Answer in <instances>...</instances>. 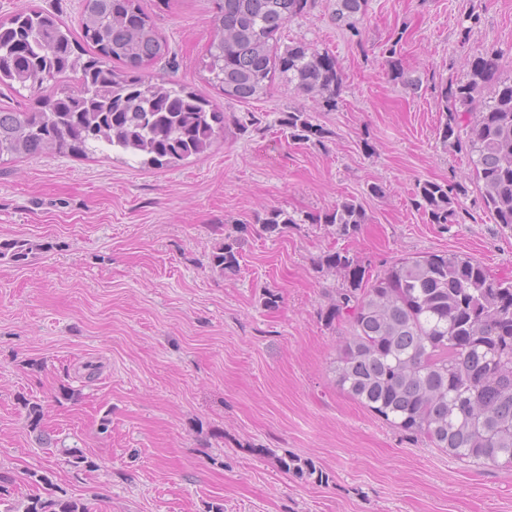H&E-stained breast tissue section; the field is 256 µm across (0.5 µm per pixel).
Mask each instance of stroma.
Returning a JSON list of instances; mask_svg holds the SVG:
<instances>
[{
	"label": "stroma",
	"instance_id": "35a3bbf8",
	"mask_svg": "<svg viewBox=\"0 0 512 512\" xmlns=\"http://www.w3.org/2000/svg\"><path fill=\"white\" fill-rule=\"evenodd\" d=\"M144 7L169 46L156 71L217 104L224 133L163 169L101 153L0 166V243L30 247L25 261L0 258V475L12 479L0 512H23L36 471L91 512H512L511 468L456 460L336 385L350 325L322 313L347 281L319 265L344 252L377 274L456 251L512 279V229L475 191L453 203L460 224L430 223L412 203L417 184L470 181L464 151L440 136L441 90L490 46L512 79V0H366L357 39L336 25V0H316L281 41L336 57L332 109L283 83L226 102L198 65L212 0ZM395 67L418 89L394 81ZM297 108L324 138L289 137L280 120ZM345 200L366 214L355 234L314 223ZM270 210L293 226L257 235ZM228 237L242 258L221 275L209 256ZM23 395L44 400L57 447L26 430ZM67 448L93 468L68 465ZM291 456L315 472H285Z\"/></svg>",
	"mask_w": 512,
	"mask_h": 512
}]
</instances>
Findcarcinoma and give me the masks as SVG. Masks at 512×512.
I'll list each match as a JSON object with an SVG mask.
<instances>
[{
  "label": "carcinoma",
  "mask_w": 512,
  "mask_h": 512,
  "mask_svg": "<svg viewBox=\"0 0 512 512\" xmlns=\"http://www.w3.org/2000/svg\"><path fill=\"white\" fill-rule=\"evenodd\" d=\"M315 0H214L212 35L201 59L207 80L224 98L249 103L276 81L301 97L336 105L344 77L335 58L298 41L278 40L289 20ZM366 0H337L336 25L360 35ZM80 37L55 14L22 7L0 20V83L30 92L32 107H0V162L62 154L85 157L119 149L156 167L205 154L224 134V113L174 83L153 65L168 43L143 0H82ZM73 73L74 83L43 93ZM448 119L440 134L465 149L475 190L495 223L512 228V82L501 77L498 52L485 49L466 79L441 90ZM281 124L297 140L324 134L301 110ZM460 185L427 181L414 205L432 224H454ZM348 236L365 223L361 206L342 202L311 218ZM295 220L282 210L258 219L260 235L281 234ZM237 241L210 256L213 271L239 268ZM345 272L323 312L345 319L351 336L333 365L336 384L396 428L420 436L457 459L512 467V282L491 275L463 252L403 257L370 277L346 254L320 259ZM24 425L44 444V401L20 397ZM45 495L24 512H90L59 497L44 475L30 473Z\"/></svg>",
  "instance_id": "1"
}]
</instances>
